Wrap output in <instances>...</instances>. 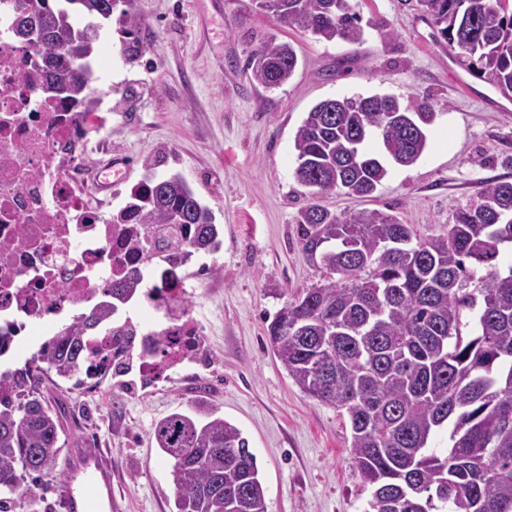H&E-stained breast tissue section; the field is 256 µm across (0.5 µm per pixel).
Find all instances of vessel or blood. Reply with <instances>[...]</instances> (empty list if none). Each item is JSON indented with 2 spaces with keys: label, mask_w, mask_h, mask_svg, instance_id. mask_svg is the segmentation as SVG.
I'll list each match as a JSON object with an SVG mask.
<instances>
[{
  "label": "vessel or blood",
  "mask_w": 512,
  "mask_h": 512,
  "mask_svg": "<svg viewBox=\"0 0 512 512\" xmlns=\"http://www.w3.org/2000/svg\"><path fill=\"white\" fill-rule=\"evenodd\" d=\"M66 458V476L55 489V512H117L108 452L78 439L69 444Z\"/></svg>",
  "instance_id": "1"
}]
</instances>
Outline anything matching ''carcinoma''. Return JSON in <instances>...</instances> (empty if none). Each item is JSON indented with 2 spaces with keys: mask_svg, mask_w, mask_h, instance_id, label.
<instances>
[{
  "mask_svg": "<svg viewBox=\"0 0 512 512\" xmlns=\"http://www.w3.org/2000/svg\"><path fill=\"white\" fill-rule=\"evenodd\" d=\"M123 0H11L14 36L40 50L48 89L82 104L94 79L99 30ZM284 26L326 41H364L349 0H255ZM506 0H417L437 40L458 49L475 76L512 90V14ZM96 24L79 26L83 16ZM124 52L144 46L124 31ZM298 57L263 40L246 69L267 90L289 81ZM435 114L425 102L386 95L343 97L311 108L294 137L295 176L314 197L352 190L370 197L387 163L424 153ZM128 218L143 225L136 248L172 247L187 263L221 247V230L179 175L142 183ZM299 237L324 283L276 312L272 350L311 398L345 412L351 456L372 486L367 512H512V182L495 181L448 232L420 239L379 211L338 215L317 203L300 215ZM131 272L103 290L90 313L62 325L21 367L0 371V512L27 479L56 477L64 413L41 395V375H95L87 341L138 292ZM329 375L314 388L318 373ZM448 428V447L429 446ZM172 462L175 512H261L266 492L256 456L235 425L211 410L175 411L153 427Z\"/></svg>",
  "mask_w": 512,
  "mask_h": 512,
  "instance_id": "obj_1",
  "label": "carcinoma"
}]
</instances>
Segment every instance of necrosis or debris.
<instances>
[{
    "mask_svg": "<svg viewBox=\"0 0 512 512\" xmlns=\"http://www.w3.org/2000/svg\"><path fill=\"white\" fill-rule=\"evenodd\" d=\"M13 14L0 4V330L13 355L35 324L74 319L128 271L149 267L141 300L157 317L140 334L141 367L155 377L192 355L204 326L175 312L186 289L176 257L150 258L135 249L138 225L126 206H94L80 180L91 135L104 126L112 96L104 84L88 109L50 102L34 49L12 36ZM163 345H156V337Z\"/></svg>",
    "mask_w": 512,
    "mask_h": 512,
    "instance_id": "4bbe7bcc",
    "label": "necrosis or debris"
}]
</instances>
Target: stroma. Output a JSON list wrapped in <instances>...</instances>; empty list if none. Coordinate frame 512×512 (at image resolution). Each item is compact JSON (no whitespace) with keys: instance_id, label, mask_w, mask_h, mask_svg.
Returning a JSON list of instances; mask_svg holds the SVG:
<instances>
[{"instance_id":"obj_1","label":"stroma","mask_w":512,"mask_h":512,"mask_svg":"<svg viewBox=\"0 0 512 512\" xmlns=\"http://www.w3.org/2000/svg\"><path fill=\"white\" fill-rule=\"evenodd\" d=\"M350 5L362 18L361 44L279 25L252 0H128L94 43L110 71L112 110L91 157L120 165L113 202L148 175H180L211 209L222 239L217 272L189 281L185 297L206 326L200 360L149 381L131 357L99 397L85 396L76 381L43 377L49 405L67 408L66 437H90L110 450L121 512H170L172 465L158 453L152 427L202 402L248 439L268 512L368 508L371 489L351 460L347 414L304 393L267 336L278 310L322 282L299 243L300 213L315 201L339 214L376 209L420 238L446 234L488 181L512 182V99L480 77L449 80L448 51L419 8L401 0ZM124 28L139 36L142 59L122 56ZM270 36L293 45L299 59L295 75L273 90L243 68ZM374 94L432 105L426 151L413 165L392 167L373 197L312 198L294 175L298 127L322 100Z\"/></svg>"}]
</instances>
